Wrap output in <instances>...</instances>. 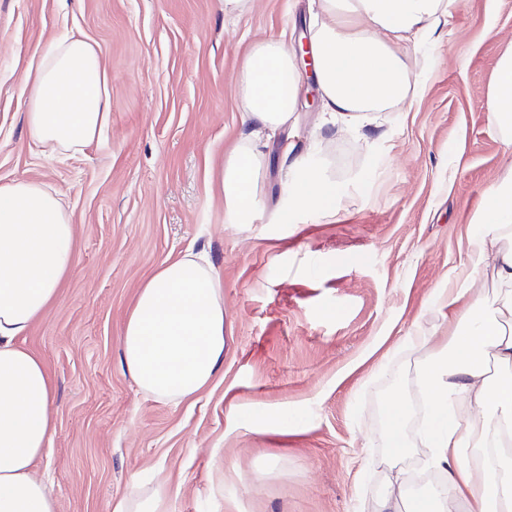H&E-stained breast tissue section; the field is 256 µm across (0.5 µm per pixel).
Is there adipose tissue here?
<instances>
[{"label": "adipose tissue", "mask_w": 512, "mask_h": 512, "mask_svg": "<svg viewBox=\"0 0 512 512\" xmlns=\"http://www.w3.org/2000/svg\"><path fill=\"white\" fill-rule=\"evenodd\" d=\"M311 47L322 108L350 119L405 105L415 94L412 51L432 39L457 0H316ZM250 126L210 178L229 223L253 221L269 138L293 118L298 75L286 41L253 42L235 75ZM25 124L50 150L77 152L111 122L108 74L97 48L70 36L49 44L28 72ZM490 128L512 153V48L498 59L486 102ZM295 207L324 208L335 197L322 172L285 184ZM75 228L64 194L17 180L0 184V512H57L34 473L55 429L54 385L23 339L72 270ZM469 267L449 305L471 315L450 351L422 375L426 412L417 436L443 475L439 498L413 512H501L512 503V458L497 449L512 430V181L490 186ZM492 270L494 298L472 295ZM122 363L138 387L163 402L196 396L224 363V283L212 264L186 254L140 287L122 334ZM163 484H131L112 512H167Z\"/></svg>", "instance_id": "ef3b65f1"}]
</instances>
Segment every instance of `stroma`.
<instances>
[{"label": "stroma", "instance_id": "35a3bbf8", "mask_svg": "<svg viewBox=\"0 0 512 512\" xmlns=\"http://www.w3.org/2000/svg\"><path fill=\"white\" fill-rule=\"evenodd\" d=\"M315 8L0 0V184L74 202L73 270L26 338L54 380L56 427L34 470L57 512H111L138 479L166 485L170 512H377L393 477L409 491L428 472L415 439L390 468L379 407L420 397L423 366L455 330L437 297L469 261L485 190L512 179L486 112L512 0H459L416 53L419 91L401 109L326 121L303 75L253 224L228 223L208 166L244 128L234 76L255 40L304 42ZM65 35L98 46L112 103L108 130L74 154L44 150L24 122V71ZM289 142L336 201L277 224ZM190 250L224 281V363L194 398L160 402L124 370L121 331L139 287Z\"/></svg>", "mask_w": 512, "mask_h": 512}]
</instances>
